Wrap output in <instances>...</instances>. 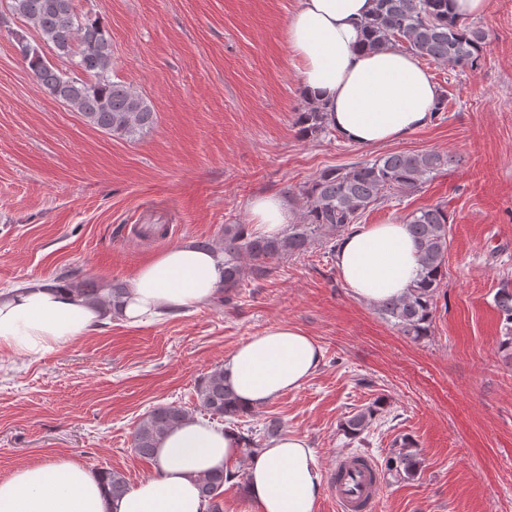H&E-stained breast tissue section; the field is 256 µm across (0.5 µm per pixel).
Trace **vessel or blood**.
<instances>
[{
	"instance_id": "obj_1",
	"label": "vessel or blood",
	"mask_w": 512,
	"mask_h": 512,
	"mask_svg": "<svg viewBox=\"0 0 512 512\" xmlns=\"http://www.w3.org/2000/svg\"><path fill=\"white\" fill-rule=\"evenodd\" d=\"M380 492L378 469L358 454L340 461L329 478V495L337 512H375Z\"/></svg>"
}]
</instances>
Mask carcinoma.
Returning a JSON list of instances; mask_svg holds the SVG:
<instances>
[{
    "label": "carcinoma",
    "mask_w": 512,
    "mask_h": 512,
    "mask_svg": "<svg viewBox=\"0 0 512 512\" xmlns=\"http://www.w3.org/2000/svg\"><path fill=\"white\" fill-rule=\"evenodd\" d=\"M375 8L363 23L362 47L371 53L385 51L400 43L416 56L439 64H450L460 72L474 70L489 42L485 32L470 27L448 12V0H374ZM11 13L32 24L43 45L54 48L59 57H73L77 72H61L43 53L42 45L18 39V50L28 69L43 90L54 99L80 112L93 126L112 134L133 138L151 130L156 114L147 98L130 86L112 80V45L109 32L98 17L79 18L73 0H10ZM295 127L302 138L331 130L324 107L307 102L297 113ZM451 162L437 152L390 153L374 159L329 168L297 190L288 193L301 201L297 220L286 226L282 235L265 238L245 224L224 225V238L198 243L202 250L224 258V282L218 288L220 302H229L238 294L247 263H253L257 278L268 276L271 263L285 255L299 254L316 241L336 249V237L358 223L366 211L395 195L418 191ZM408 230L419 248L421 272L402 298L380 303L379 310L401 331L414 339L431 333L437 296L446 277L448 228L446 206L437 204L419 209L406 217ZM66 286L75 296L118 311L128 294L121 283H104L78 268H70L52 279ZM495 306L505 323L500 348L512 349V290L502 288ZM199 408L224 421L246 415L238 405L224 370L218 367L201 377L195 387ZM383 407L375 401L347 418L344 432L361 439ZM190 419L189 411L174 406L157 407L138 424L132 437L136 453L154 458L160 439ZM414 443L404 439L393 453L386 469L394 475L413 477L418 470ZM108 495L120 497L129 490L125 475L111 469H99ZM240 477L239 472L222 470L199 476L201 496L209 512H223L224 485Z\"/></svg>",
    "instance_id": "obj_1"
}]
</instances>
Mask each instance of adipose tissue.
Masks as SVG:
<instances>
[{
	"label": "adipose tissue",
	"instance_id": "1",
	"mask_svg": "<svg viewBox=\"0 0 512 512\" xmlns=\"http://www.w3.org/2000/svg\"><path fill=\"white\" fill-rule=\"evenodd\" d=\"M373 8L374 0H300L286 32L304 96L323 103L336 132L361 146L425 128L438 96L415 57L361 49L360 24ZM250 210L252 229L264 236L280 234L294 220L292 207L276 195L256 196ZM335 262L351 295L372 304L404 296L420 269L416 243L402 222L353 227L340 240ZM223 279L224 264L214 253L191 243L172 246L138 269L121 319L137 326L199 306ZM108 319L61 287L32 280L0 291V351L38 358ZM321 359L320 346L302 328L274 324L225 357L224 377L245 408L256 410L301 389ZM240 454L231 430L195 418L162 437L156 474L121 497H109L100 478L80 464H31L0 480V512H207L198 477L229 467ZM244 479L258 512H316L321 477L304 437L273 440Z\"/></svg>",
	"mask_w": 512,
	"mask_h": 512
}]
</instances>
